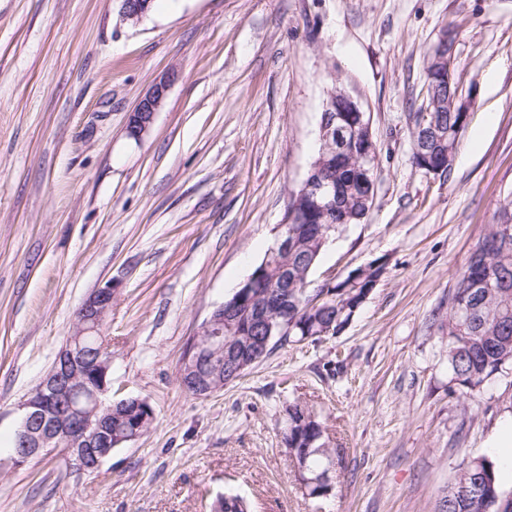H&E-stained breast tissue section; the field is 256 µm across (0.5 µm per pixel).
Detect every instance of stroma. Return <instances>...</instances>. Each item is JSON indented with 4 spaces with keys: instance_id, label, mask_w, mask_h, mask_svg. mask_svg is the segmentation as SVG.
Wrapping results in <instances>:
<instances>
[{
    "instance_id": "obj_1",
    "label": "stroma",
    "mask_w": 512,
    "mask_h": 512,
    "mask_svg": "<svg viewBox=\"0 0 512 512\" xmlns=\"http://www.w3.org/2000/svg\"><path fill=\"white\" fill-rule=\"evenodd\" d=\"M455 34L474 98L450 171L412 159L424 53ZM151 129L129 113L167 70ZM370 116L374 205L324 247L312 288L381 262L352 321L277 342L206 397L180 358L275 243L319 145L331 82ZM512 194V0H0V512H435L468 458L512 418V369L474 397L448 372V294ZM110 399L147 400L150 429L93 472L59 453L12 461L22 404L96 288ZM306 405L336 457L312 502L282 439Z\"/></svg>"
}]
</instances>
